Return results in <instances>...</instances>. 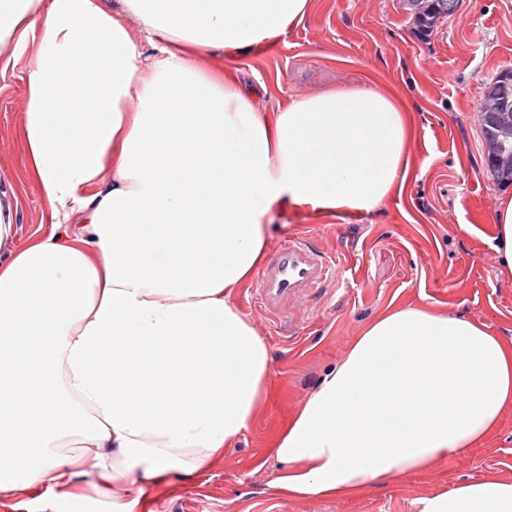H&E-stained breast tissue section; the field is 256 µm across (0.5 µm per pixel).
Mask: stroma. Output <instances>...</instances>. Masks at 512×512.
Masks as SVG:
<instances>
[{
	"label": "stroma",
	"instance_id": "35a3bbf8",
	"mask_svg": "<svg viewBox=\"0 0 512 512\" xmlns=\"http://www.w3.org/2000/svg\"><path fill=\"white\" fill-rule=\"evenodd\" d=\"M26 57L0 76V183L21 182V77ZM247 84L265 85V109L326 89L404 94L412 109L414 169L402 195L368 214L336 219L275 210L270 249L301 235L335 257L343 283L310 293L276 317L251 303L272 355L270 398L223 460L189 478L151 486L148 512H419L424 497L478 481L512 480V411L483 443L430 472L367 486L352 498H286L272 486L279 429L363 327L388 307L426 304L485 324L512 343V276L489 245L498 199L512 182L486 170L480 102L485 84L512 71V0H461L418 35L401 0H316L285 35L231 61Z\"/></svg>",
	"mask_w": 512,
	"mask_h": 512
}]
</instances>
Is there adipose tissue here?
<instances>
[{"label": "adipose tissue", "instance_id": "adipose-tissue-1", "mask_svg": "<svg viewBox=\"0 0 512 512\" xmlns=\"http://www.w3.org/2000/svg\"><path fill=\"white\" fill-rule=\"evenodd\" d=\"M314 0H0V59L22 76L24 176L49 231L18 238L0 186V498L106 512L237 445L271 355L234 295L281 202L374 211L414 167L395 93L335 90L258 109L215 56L285 34ZM512 407V345L427 306L390 308L308 393L275 443L276 486L348 496L480 444ZM420 512H512V481ZM95 479L92 477H85L73 489L72 493L76 496L83 498L85 502H81L87 506L85 509H78L70 505L73 510H91V511H78V512H95L99 510V501L103 498L97 493L95 487Z\"/></svg>", "mask_w": 512, "mask_h": 512}]
</instances>
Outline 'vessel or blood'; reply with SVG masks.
<instances>
[{
    "label": "vessel or blood",
    "instance_id": "obj_1",
    "mask_svg": "<svg viewBox=\"0 0 512 512\" xmlns=\"http://www.w3.org/2000/svg\"><path fill=\"white\" fill-rule=\"evenodd\" d=\"M334 259L313 249L302 237H288L258 272L250 287L254 305L278 313L313 289L338 282Z\"/></svg>",
    "mask_w": 512,
    "mask_h": 512
}]
</instances>
